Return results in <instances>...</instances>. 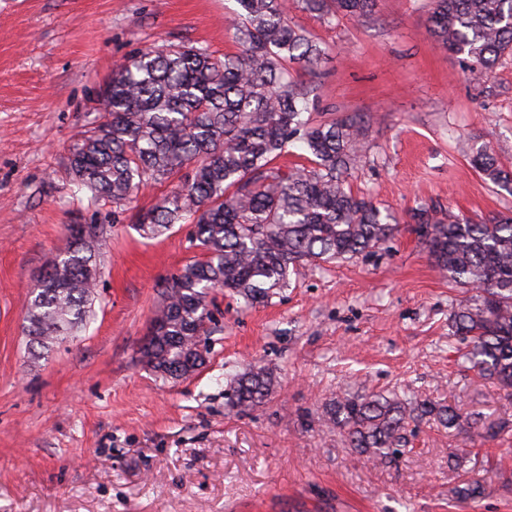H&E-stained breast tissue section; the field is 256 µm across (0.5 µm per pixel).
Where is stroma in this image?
Masks as SVG:
<instances>
[{
	"label": "stroma",
	"instance_id": "stroma-1",
	"mask_svg": "<svg viewBox=\"0 0 512 512\" xmlns=\"http://www.w3.org/2000/svg\"><path fill=\"white\" fill-rule=\"evenodd\" d=\"M433 0H379L378 21L292 9L325 50L310 116L370 119L350 186L399 230L352 261L305 265L268 304L214 293L206 365L163 379L139 350L167 282L201 252L192 227L150 238L131 211L170 184L143 185L120 219L91 200L68 150L101 121L113 67L142 49L190 42L236 51V0H0V512H512V401L461 367L449 315L471 297L432 264L412 209L480 222L512 209L466 154L487 143L512 167V57L493 73L442 51ZM70 224L106 227L94 243V315L72 341L28 351L34 289ZM259 364L268 401L229 409V378ZM408 392L472 421L410 424L404 453L358 456L326 403ZM481 478L484 495L456 487Z\"/></svg>",
	"mask_w": 512,
	"mask_h": 512
}]
</instances>
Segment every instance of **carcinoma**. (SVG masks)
I'll list each match as a JSON object with an SVG mask.
<instances>
[{
	"label": "carcinoma",
	"mask_w": 512,
	"mask_h": 512,
	"mask_svg": "<svg viewBox=\"0 0 512 512\" xmlns=\"http://www.w3.org/2000/svg\"><path fill=\"white\" fill-rule=\"evenodd\" d=\"M321 17L376 19L377 0H296ZM237 51L215 58L179 43L140 50L113 70L102 90L103 121L69 149L68 164L91 199H112L113 216L141 186L172 183L134 222L154 237L176 224L194 225L203 258L186 264L165 288L151 319L153 339L143 363L162 377L202 367L196 338L211 333L213 290L247 305L288 287L301 264L355 259L397 231L394 216L353 193L348 177L365 153L368 117L353 113L320 123L306 117L310 91L289 68L310 70L322 49L291 24L288 0H237ZM429 31L440 47L492 72L512 54V0H434ZM307 151L309 166L288 170L277 159L290 146ZM471 167L512 195V170L486 149ZM411 219L433 265L476 293L450 315L470 368L512 399V211L484 222L443 220L418 208ZM68 246L43 275L29 301L26 332L35 358L87 323L99 277L90 234L67 226ZM273 389L265 367L251 366L227 387V405L244 411ZM435 419L464 430L469 423L429 400L393 394L347 395L324 407L326 423L344 431L354 452L392 459L406 446L410 424Z\"/></svg>",
	"instance_id": "1"
}]
</instances>
